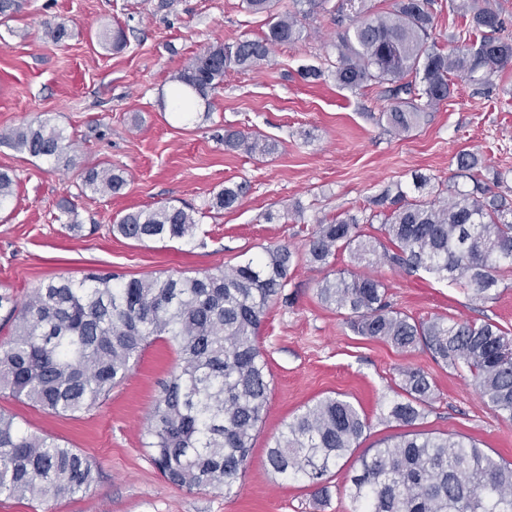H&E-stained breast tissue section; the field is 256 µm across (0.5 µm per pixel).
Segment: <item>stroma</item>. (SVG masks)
I'll use <instances>...</instances> for the list:
<instances>
[{
    "mask_svg": "<svg viewBox=\"0 0 512 512\" xmlns=\"http://www.w3.org/2000/svg\"><path fill=\"white\" fill-rule=\"evenodd\" d=\"M241 3L26 0L0 23V130L42 115L74 142L58 163L0 144V170L15 179L12 203L0 211V292L21 299L43 280H78L92 269L127 280L194 276L264 256L279 244L299 250L318 221L375 212L376 196L395 185L410 188L415 175L454 181L464 151L481 159L493 192L512 198V64L489 86L459 80L418 128L398 135L377 121L389 104L381 88L337 85L331 70L341 28L322 11L308 16L302 40L274 47L260 67L227 71L209 97L210 110L181 117L171 104L173 76L187 59L210 45L266 32V14L247 12ZM60 21L70 36L56 44L45 27ZM116 25L128 39L118 53L100 41ZM307 66L321 77L304 79ZM228 129L261 133L277 149L263 156L227 149ZM97 164L123 171L122 194L103 198L84 188L85 169ZM234 183L249 187L240 203L209 210L213 195ZM65 204L72 214L63 223ZM164 205L199 211L194 244L113 236L125 213ZM70 222L84 232L70 233ZM344 271L381 280L393 306L416 319H488L512 332L510 268L501 271L493 298L480 302L454 282L359 265L346 252L327 266L297 260L260 328L270 392L249 464L231 494L170 486L141 446V430L177 361L174 347L158 339L90 412L55 416L0 393V412L14 415L20 427L61 439L100 467L86 494L45 505L1 497L0 512H350L345 485L358 454L338 462L324 497L308 481L275 475L267 448L303 406L337 394L368 419L362 447L401 434L402 426L383 414L409 366L422 369L434 386L419 432L472 438L512 461V421L483 401L466 371L436 363L421 348L401 351L357 335L344 313L321 303L323 279Z\"/></svg>",
    "mask_w": 512,
    "mask_h": 512,
    "instance_id": "1",
    "label": "stroma"
}]
</instances>
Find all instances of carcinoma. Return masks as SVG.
I'll return each instance as SVG.
<instances>
[{
	"mask_svg": "<svg viewBox=\"0 0 512 512\" xmlns=\"http://www.w3.org/2000/svg\"><path fill=\"white\" fill-rule=\"evenodd\" d=\"M328 0H242L249 12L269 16L260 39L211 45L189 58L175 74L173 102L183 114L195 98L208 101L230 69L247 71L264 63L274 46L303 38L308 13ZM470 16L457 45L446 51L432 38L433 0H395L375 14L365 0H339L333 75L344 88L388 83L391 104L378 121L394 133L410 132L453 93V78L488 83L512 63V42L502 38L501 14L489 3L462 0ZM114 51L127 46L125 31L102 35ZM6 144L32 158L61 161L71 148L64 131L39 116L0 131ZM224 146L270 154L276 144L255 132L228 131ZM457 169L472 188L424 181L433 199L387 188L376 204L388 209L382 237L365 231L354 215L320 222L306 239L312 264L328 265L340 251L354 262L381 261L408 272L422 270L472 290L485 301L503 267H512V202L489 195L481 164L470 152L457 156ZM85 188L103 196L120 193L123 173L91 167ZM14 178L0 171V210L11 203ZM244 183L226 186L209 203L220 212L247 193ZM193 212L164 206L124 214L112 233L138 242L196 239ZM294 253L286 245L261 259L197 276H148L123 280L111 272L78 281L50 278L23 300L0 294L9 339L0 344V391L56 416L89 412L109 397L131 372L145 348L165 338L178 362L156 399L142 446L162 478L181 490L211 488L232 493L245 471L262 420L270 379L259 345V329L274 297L288 285ZM320 301L348 312L360 336L398 349L428 351L446 367L467 368L471 382L492 410L512 420V335L490 321L417 320L394 308L384 283L345 273L317 288ZM387 418L404 427L424 419L434 395L425 373L407 368ZM367 419L348 400L326 396L304 406L267 448L272 471L286 479L323 485L332 468L360 444ZM98 478L93 458L55 437L21 429L0 413V496L44 503L87 493ZM351 512H512V463L488 455L473 439L405 432L360 457L347 479Z\"/></svg>",
	"mask_w": 512,
	"mask_h": 512,
	"instance_id": "1",
	"label": "carcinoma"
}]
</instances>
